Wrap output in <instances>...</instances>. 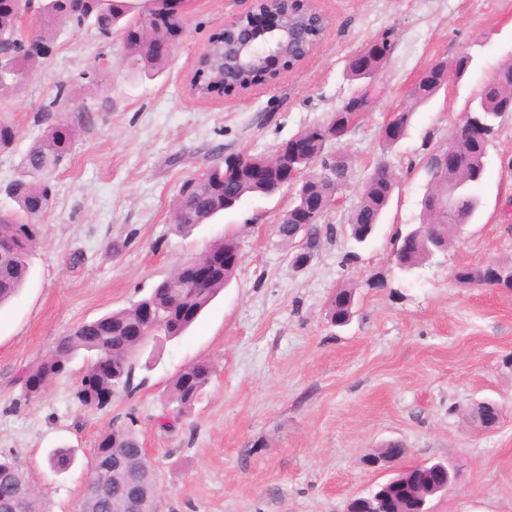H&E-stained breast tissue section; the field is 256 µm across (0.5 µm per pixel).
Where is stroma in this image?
Returning a JSON list of instances; mask_svg holds the SVG:
<instances>
[{"label":"stroma","instance_id":"35a3bbf8","mask_svg":"<svg viewBox=\"0 0 512 512\" xmlns=\"http://www.w3.org/2000/svg\"><path fill=\"white\" fill-rule=\"evenodd\" d=\"M312 5L328 19L315 52L244 95L201 99L190 80L209 40L252 0H191L186 34L158 74L131 70L119 39L55 30L52 55L0 94V123L16 132L0 150V186L17 175L47 121L75 132L52 179L54 204L41 218L29 279L0 307V455L32 472L49 512H77L97 435L130 415L156 465L155 512H346L351 499L387 480L363 459L391 440L405 445L406 464L458 465L435 512H512V291L454 277L463 265L512 259V112L496 121L473 223L413 272L391 260L394 234L423 220L427 157L447 146L483 86L512 63V0ZM382 38L391 51L372 81V102L330 146L350 158L355 180L324 217L340 228L337 239L292 267L274 231L292 201L287 187L176 229L172 204L185 181L218 162L220 149L268 155L329 120L363 88L348 76L350 59ZM462 56L472 63L461 78L413 104L422 71ZM93 67L102 80L82 84L80 73ZM63 83L72 86L67 102L44 114ZM407 109L404 138L385 146L384 123ZM86 112L88 125L79 120ZM381 162L396 177L392 199L376 235L358 248L344 229L357 183ZM231 231L241 249L234 278L184 336L154 337L135 353L133 391L102 411L78 406L81 353L40 399L25 401L21 371L58 337L130 306ZM345 282L357 285V313L339 329L327 305ZM197 361L214 369L204 397L159 428L170 381ZM484 398L503 407L490 430L460 414ZM62 445L75 448L76 462L57 474L46 459Z\"/></svg>","mask_w":512,"mask_h":512}]
</instances>
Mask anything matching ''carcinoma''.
<instances>
[{"label":"carcinoma","instance_id":"1","mask_svg":"<svg viewBox=\"0 0 512 512\" xmlns=\"http://www.w3.org/2000/svg\"><path fill=\"white\" fill-rule=\"evenodd\" d=\"M174 12V0H142L140 6L130 5V0H87L78 10H70L62 0H0V53L5 63L0 69V86H19L27 70L38 62V58L15 52L17 43L25 38L19 27L20 20L31 13L41 15L42 23L52 24L61 18L76 31L94 28L105 38L117 33L130 52L131 65L135 68L159 70L168 55L156 50L154 40L170 41L178 36L179 23L175 22L158 31L151 29L152 21L166 18ZM512 77V65L501 68L492 81L482 90L474 110L476 116L494 129L492 119L502 112H512V97L505 87ZM440 90V85L428 79L414 90L417 103L429 101ZM321 126H312L298 138L314 141L315 160L307 167L310 172L308 184L321 185L327 182L326 174L336 179V190L352 184L353 168L348 158L337 162L326 151L327 143L321 140ZM74 134L48 125L37 136L24 153L18 176L4 187L5 194L17 206L14 214L0 215V307L12 300L25 286L29 276L28 254L40 236V218L53 203L51 178L66 162L72 152ZM488 144L474 143L460 138L455 144L456 163L448 169L445 179L454 190L453 206L443 224L418 225L408 231L419 236L400 265L404 271H412L448 250L451 231L457 222L470 223L479 209V197L473 188L484 175ZM394 181L386 178L381 167L358 185L359 202L352 214L349 236L358 244L364 243L362 228L357 224V211L367 209L382 217L391 199ZM265 193L264 186L250 180L245 172L224 173V165L216 163L206 167L200 174L188 179L181 186V217L175 220L179 229L203 224L225 211L224 200H237L249 195ZM334 234V225L317 220L305 228L307 244L305 253L292 259L296 268L306 266L314 257L322 241ZM236 273V268L227 266L217 271L205 285L189 284L183 298L173 300L165 282H159L149 295L128 308L107 313L92 323L78 327L60 337L46 355L23 373L24 400L41 397L48 382L64 373L72 357L81 350L93 352L96 359H112V373L116 380L110 382L100 378L96 404L89 405V394L83 383H78L74 393L77 402L86 408L102 411L110 405L106 394L111 388L126 393L133 389V367L130 359L146 341L154 335L140 328V312L149 305L157 315V333L170 338L182 336L194 321H183L178 311L182 306L194 310L195 316L209 306ZM455 279L464 285L480 284L491 279L506 288L512 287V261H500L492 266L479 264L464 266L456 270ZM357 288L343 285L336 289L327 306L331 324H336L351 312L355 304ZM213 375L212 366L198 361L182 368L171 380L166 401L174 417L183 416L204 396ZM93 459L112 462V468L98 472L92 464L90 477L103 478L112 486V498L107 499L95 492L83 498L80 512H127L125 490L134 485L145 489L146 496L139 512H154L157 487L155 466L147 458L132 417L124 422L113 421L103 430L94 446ZM75 456L70 448H56L49 455L51 468L58 472L68 470ZM0 512H48L35 481L17 458L0 455Z\"/></svg>","mask_w":512,"mask_h":512}]
</instances>
